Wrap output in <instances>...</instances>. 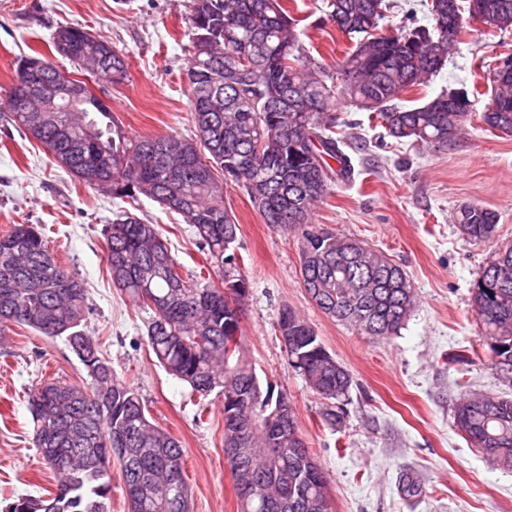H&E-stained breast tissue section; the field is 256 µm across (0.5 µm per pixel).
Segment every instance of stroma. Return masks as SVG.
<instances>
[{"label":"stroma","instance_id":"obj_1","mask_svg":"<svg viewBox=\"0 0 512 512\" xmlns=\"http://www.w3.org/2000/svg\"><path fill=\"white\" fill-rule=\"evenodd\" d=\"M192 0H0V233L39 224L57 260L88 291L82 328L119 378L132 384L159 426L180 440L190 512H238L224 455L220 397L201 405L169 375L145 341L147 310L112 285L103 229L128 210L157 225L190 274L204 255L180 216L148 199L129 202L74 181L11 120L7 92L22 59L62 64L51 41L62 26H80L129 63L119 84L92 83L113 117L135 135L194 133L185 79ZM302 43L301 61L336 66L353 39L328 20L326 0H286ZM512 54V30L467 21L454 55L399 103L420 106L440 92L478 86L464 135L436 150L388 137L372 113L337 103L331 117L347 144L355 175L332 187L313 221L383 252L409 275L417 303L399 335L372 340L323 314L300 279L297 239L265 224L236 187L224 194L240 232L236 252L249 282L242 310V350L261 382L287 394L302 437L325 471L334 512H512V470L489 462L453 423L463 393L502 394L489 366L472 300L481 270L512 245V136L480 118L491 99L483 66ZM498 215L494 236L476 244L454 221L466 204ZM291 307L314 328L352 377L341 429L322 421V400L289 363L275 324ZM51 379L89 383L63 339L15 325L0 338V512L22 495L56 489V477L31 443L26 392ZM418 495H409V484Z\"/></svg>","mask_w":512,"mask_h":512}]
</instances>
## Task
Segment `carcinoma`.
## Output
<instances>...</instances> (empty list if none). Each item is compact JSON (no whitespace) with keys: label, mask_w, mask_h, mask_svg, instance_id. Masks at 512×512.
Segmentation results:
<instances>
[{"label":"carcinoma","mask_w":512,"mask_h":512,"mask_svg":"<svg viewBox=\"0 0 512 512\" xmlns=\"http://www.w3.org/2000/svg\"><path fill=\"white\" fill-rule=\"evenodd\" d=\"M336 28L357 38L351 53L328 70L297 67L300 33L282 0H193L186 74L195 133L191 137L131 136L94 93L82 112H51L34 125L11 121L39 142L57 166L115 198L141 196L180 215L195 228L207 271L183 276L154 224L124 211L104 229L106 260L115 287L152 311L146 342L158 363L187 383L190 396H222L240 387L251 394L235 408L257 419L244 436L238 459L229 460L240 512H333L328 480L308 450L296 418L288 443L273 454L277 428L267 419L278 396L261 387L240 350V303L249 290L236 254L239 224L224 206L230 185L242 189L264 223L298 235L300 278L323 313L371 339L398 335L416 305L406 271L360 240L311 223L314 206L337 181L352 175L349 157L326 121L337 96L376 114L394 139L435 149L456 143L471 112L468 92L448 111L443 92L422 106L396 100L437 75L448 61V42H459L465 19L459 0H427L432 26L375 35L384 0H328ZM487 26L512 29V0H468ZM70 45L71 64L96 50L108 52L113 83L128 76L123 54L81 27H62L54 40ZM66 72L49 60L41 80L55 84ZM495 94L480 119L512 135V57L490 73ZM467 238L479 244L498 224L495 211L467 204L456 213ZM481 336L489 342L491 368L512 385V246L483 268L473 297ZM87 308L83 282L50 252L43 228L14 224L0 234V336L13 324L47 337H62L86 367L88 387L42 383L28 398L32 442L58 479L50 498L19 496L12 512H110L112 474L97 463L109 448H128L120 460L131 512H185L190 490L183 478L181 442L147 416L136 389L112 373L91 337L80 329ZM288 326V358L323 400L321 418L342 426L339 404L352 378L327 351L309 323L286 306L277 324ZM454 422L472 447L494 465L512 470V398L464 394Z\"/></svg>","instance_id":"obj_1"}]
</instances>
